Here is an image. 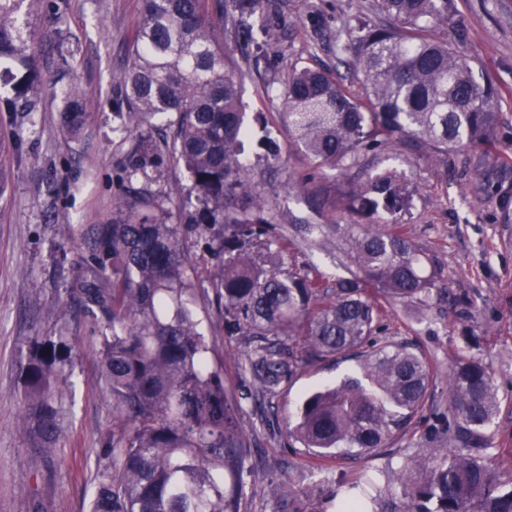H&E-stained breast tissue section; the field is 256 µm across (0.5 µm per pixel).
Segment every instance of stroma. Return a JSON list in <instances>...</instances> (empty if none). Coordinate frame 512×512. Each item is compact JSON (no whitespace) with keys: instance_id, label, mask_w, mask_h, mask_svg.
Segmentation results:
<instances>
[{"instance_id":"35a3bbf8","label":"stroma","mask_w":512,"mask_h":512,"mask_svg":"<svg viewBox=\"0 0 512 512\" xmlns=\"http://www.w3.org/2000/svg\"><path fill=\"white\" fill-rule=\"evenodd\" d=\"M367 0H286L274 26L291 24L284 66L323 65L333 75L346 68L332 48L342 19L364 12ZM43 31L59 30L67 61L50 41H41L37 67L39 110L0 112V512H32L41 500L49 512H88L104 436L112 430V407L100 382L95 332L80 315L67 317L77 343L71 352L74 405L64 423L54 457L30 448L17 431L21 381L18 361L30 336L52 331L56 311L88 276L93 243L84 231L112 221V197L123 175L120 160L129 147L114 111L115 77L127 66L129 40L141 20L140 0H31ZM463 23L456 47L475 59L477 80L491 79L502 90L495 149L473 146L455 156L454 168L435 172L400 147L380 152L374 164L406 172L419 192L404 217L414 245L435 261L452 291L473 302L467 320L455 309L420 312L395 304L386 308L387 336L419 342L441 369L454 362L463 327L483 341L477 350L490 366L501 403L492 446L502 469L512 471V0H454ZM225 53L242 67L240 97L255 138L246 159L255 183L273 201L279 232L292 240L282 267H312L343 275L347 235L333 230L310 236L321 218L310 207L317 192L334 198L341 185L337 170L315 168L288 133L276 95L265 93V58L218 34ZM66 82L80 94L86 114L76 135L63 130L64 104L54 88ZM279 143L282 161L264 163L265 140ZM189 273L207 291L197 299L203 330L215 347L224 380L243 406L241 422L249 435L253 465L251 512H270L280 484L290 480L308 490L307 512H327L329 485L374 469H397L405 456L428 452L422 429L410 428L393 447L376 456L323 459L312 467L307 449L289 434L297 409L312 387L331 384L357 366L356 361L326 360L304 368L279 395L259 398L240 370L245 345L224 333L220 302L207 283L224 261L210 235L195 224L179 227Z\"/></svg>"}]
</instances>
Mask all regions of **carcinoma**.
I'll use <instances>...</instances> for the list:
<instances>
[{"mask_svg": "<svg viewBox=\"0 0 512 512\" xmlns=\"http://www.w3.org/2000/svg\"><path fill=\"white\" fill-rule=\"evenodd\" d=\"M25 0H0V63L36 72L37 32ZM284 0H142L119 76L115 109L135 133L113 200L116 218L89 229L97 245L90 278L75 289L78 309L97 333L100 376L112 400V432L95 476L89 512H248L249 436L241 402L224 385L222 366L197 311V285L171 223L168 196L156 188L167 163L189 174L194 210L217 241L224 263L210 277L224 299V332L245 339V370L257 395L272 398L298 371L319 360L354 356L358 370L311 391L297 412L294 436L316 456L376 455L414 422L433 454L406 456L396 471L400 493L383 471L331 491L336 512H512V475L486 463L488 431L500 403L493 374L470 352L448 367V413L425 415L439 371L419 344L382 339V304L427 311L472 304L440 281L430 257L406 235L402 216L418 187L395 168L373 170L364 156L404 145L436 165L468 146L495 142L499 87L477 82L473 60L438 36L455 29L452 0H371L336 31V53L352 54L340 80L309 67L267 87L286 108L288 132L318 168L337 169L345 185L327 223L365 229L349 237L353 269L332 277L294 268L273 256L291 247L274 238L271 200L255 192L243 161L251 128L239 80L213 41V24L259 53L286 33L253 36L252 19L277 13ZM64 130L77 132L82 108L73 86L60 90ZM167 116L165 129L153 120ZM376 289L373 296L367 288ZM31 336L18 362L22 381L18 429L49 457L63 432L62 386L74 338ZM303 338L293 347L288 341ZM306 491L283 487L272 512H305Z\"/></svg>", "mask_w": 512, "mask_h": 512, "instance_id": "cac0c4a2", "label": "carcinoma"}]
</instances>
